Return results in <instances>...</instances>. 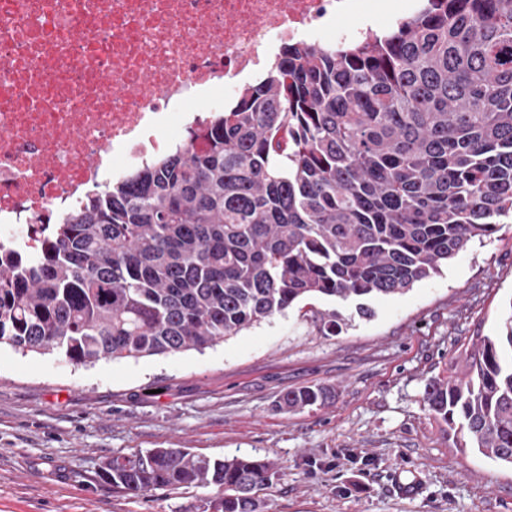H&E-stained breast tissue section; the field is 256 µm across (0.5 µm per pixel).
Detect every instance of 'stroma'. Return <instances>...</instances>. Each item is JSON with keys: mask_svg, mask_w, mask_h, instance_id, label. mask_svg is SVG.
I'll list each match as a JSON object with an SVG mask.
<instances>
[{"mask_svg": "<svg viewBox=\"0 0 512 512\" xmlns=\"http://www.w3.org/2000/svg\"><path fill=\"white\" fill-rule=\"evenodd\" d=\"M371 319L324 335L316 300L217 345L77 365L0 347V512H195L209 492H113L103 460L186 448L253 457L276 474L269 512H512V468L456 448L424 404L426 384L497 335L512 306V217ZM333 401L277 411L287 390Z\"/></svg>", "mask_w": 512, "mask_h": 512, "instance_id": "1", "label": "stroma"}]
</instances>
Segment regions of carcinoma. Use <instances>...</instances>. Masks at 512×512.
<instances>
[{"mask_svg": "<svg viewBox=\"0 0 512 512\" xmlns=\"http://www.w3.org/2000/svg\"><path fill=\"white\" fill-rule=\"evenodd\" d=\"M191 146L157 157L0 250V346L101 360L212 347L309 298L403 295L512 214V0H427L361 46L284 45ZM202 142L197 149L192 146ZM325 335L348 325L320 314ZM293 388L277 407L323 406ZM424 403L462 448L512 467V302L431 379ZM255 458L113 455L112 491L212 489L201 512H266Z\"/></svg>", "mask_w": 512, "mask_h": 512, "instance_id": "carcinoma-1", "label": "carcinoma"}]
</instances>
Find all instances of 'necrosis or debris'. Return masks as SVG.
I'll return each instance as SVG.
<instances>
[{
  "mask_svg": "<svg viewBox=\"0 0 512 512\" xmlns=\"http://www.w3.org/2000/svg\"><path fill=\"white\" fill-rule=\"evenodd\" d=\"M402 0H0V243L186 144L286 41L362 45Z\"/></svg>",
  "mask_w": 512,
  "mask_h": 512,
  "instance_id": "necrosis-or-debris-1",
  "label": "necrosis or debris"
}]
</instances>
